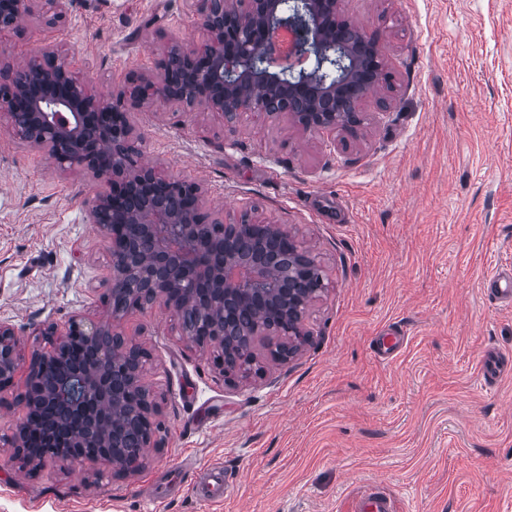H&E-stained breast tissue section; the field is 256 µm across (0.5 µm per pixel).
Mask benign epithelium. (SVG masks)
I'll return each mask as SVG.
<instances>
[{"label": "benign epithelium", "instance_id": "obj_1", "mask_svg": "<svg viewBox=\"0 0 512 512\" xmlns=\"http://www.w3.org/2000/svg\"><path fill=\"white\" fill-rule=\"evenodd\" d=\"M69 0H0V31L20 32L35 7L47 24L60 21ZM195 22L208 39L201 53L173 41L151 73H133L112 93L95 96L66 55L51 49L3 65L0 106L21 102L9 114L10 133L47 155L62 171L80 168L101 185L85 202L87 220L104 232L112 258V297H124L101 320L75 315L62 330L42 332L50 350L34 357L23 396L26 414L14 434L16 457L27 464L63 466L107 463L122 472L144 467L119 454L99 453L128 427L138 426L144 447L154 443L160 405L143 382L146 353L118 330L131 314L157 302L182 319L180 335L211 352L232 382L249 379L267 338L281 339L274 363L294 357L307 342L305 318L329 290L321 263L296 237L269 219L244 213L225 224L204 206L202 187L181 176H161L134 149L131 111L152 101H181L231 120L241 112L287 115L308 131L333 133L359 123L365 100L353 95L367 72L387 73L385 49L375 37L371 53L344 39L352 25L343 0H191ZM150 86L142 99L131 89ZM212 224L208 239L196 225ZM93 352L85 363L62 370L52 386L39 369L55 366L75 346ZM15 331L0 322V392L19 366ZM59 407L70 423L63 440L35 445L33 412Z\"/></svg>", "mask_w": 512, "mask_h": 512}]
</instances>
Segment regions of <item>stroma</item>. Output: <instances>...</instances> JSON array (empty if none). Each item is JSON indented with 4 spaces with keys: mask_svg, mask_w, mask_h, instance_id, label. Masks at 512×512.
<instances>
[{
    "mask_svg": "<svg viewBox=\"0 0 512 512\" xmlns=\"http://www.w3.org/2000/svg\"><path fill=\"white\" fill-rule=\"evenodd\" d=\"M345 9L381 34L394 76L357 132L326 138L254 112L228 126L163 101L131 116L145 163L201 183L225 220L253 209L287 225L324 265L311 343L234 387L173 310L134 313L123 328L147 350L161 404L145 467L22 466L18 382L0 392V512H349L374 486L402 512H512V372L488 384L481 371L488 351L512 355V308L481 292L512 266V0ZM175 38L205 40L187 0H71L56 25L36 11L23 34L0 33V61L58 48L106 94L155 71ZM95 190L0 125V322L24 355L47 349L48 324L107 313L111 261L83 207ZM391 327L405 338L384 360L375 342ZM212 462L227 476L219 502L194 492ZM168 471L181 489L154 503Z\"/></svg>",
    "mask_w": 512,
    "mask_h": 512,
    "instance_id": "1",
    "label": "stroma"
}]
</instances>
